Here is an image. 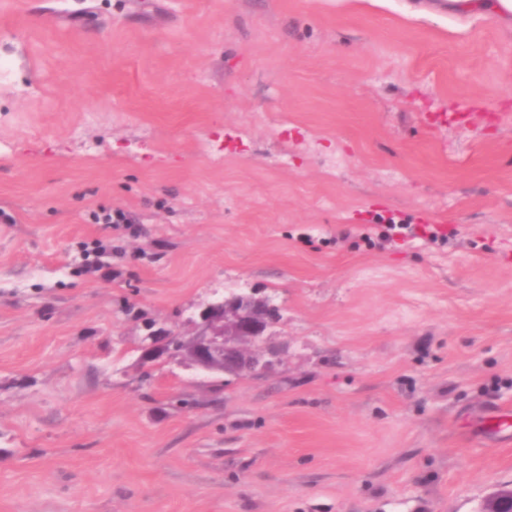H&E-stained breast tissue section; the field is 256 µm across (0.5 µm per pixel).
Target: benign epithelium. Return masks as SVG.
<instances>
[{
  "instance_id": "7a95c632",
  "label": "benign epithelium",
  "mask_w": 512,
  "mask_h": 512,
  "mask_svg": "<svg viewBox=\"0 0 512 512\" xmlns=\"http://www.w3.org/2000/svg\"><path fill=\"white\" fill-rule=\"evenodd\" d=\"M276 309L266 299L240 295L207 304L191 320L187 333L170 338L180 360L207 375H254L269 372L275 361L265 359L264 336ZM483 512H512V491H494Z\"/></svg>"
}]
</instances>
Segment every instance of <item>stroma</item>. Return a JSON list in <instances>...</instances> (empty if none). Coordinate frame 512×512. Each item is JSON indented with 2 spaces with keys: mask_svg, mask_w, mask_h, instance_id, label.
I'll return each instance as SVG.
<instances>
[{
  "mask_svg": "<svg viewBox=\"0 0 512 512\" xmlns=\"http://www.w3.org/2000/svg\"><path fill=\"white\" fill-rule=\"evenodd\" d=\"M420 3L0 0V512L512 488V29ZM240 292L272 374L144 362Z\"/></svg>",
  "mask_w": 512,
  "mask_h": 512,
  "instance_id": "obj_1",
  "label": "stroma"
}]
</instances>
